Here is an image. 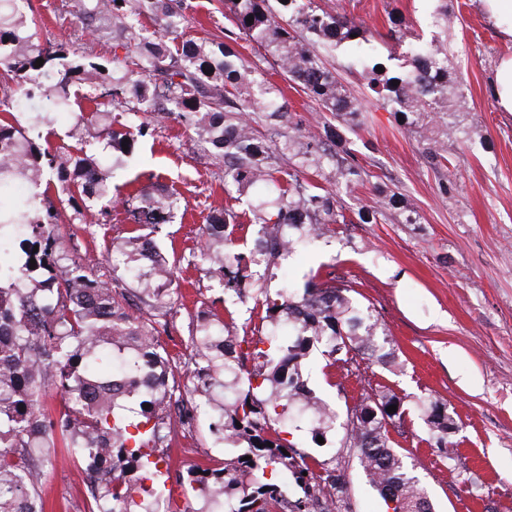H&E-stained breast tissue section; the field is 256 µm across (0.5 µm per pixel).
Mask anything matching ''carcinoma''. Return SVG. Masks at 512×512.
I'll list each match as a JSON object with an SVG mask.
<instances>
[{
	"instance_id": "cac0c4a2",
	"label": "carcinoma",
	"mask_w": 512,
	"mask_h": 512,
	"mask_svg": "<svg viewBox=\"0 0 512 512\" xmlns=\"http://www.w3.org/2000/svg\"><path fill=\"white\" fill-rule=\"evenodd\" d=\"M179 4L75 0L83 28L112 27V59L103 64L71 58L68 41L41 45L25 0H0V110L9 115L0 119V512H45L42 463L58 447L94 480L88 512H156L170 469L159 445L162 432L173 429L168 408L176 396L209 415L211 433L233 451L220 469L198 465L178 475L201 502L190 512H276L285 505L288 512H309L327 490L348 495L340 467L328 468L298 449L293 436L303 427L314 440L341 433L339 447L356 450L392 512H433L427 488L391 438L393 430L402 433L409 415L404 397L389 388L365 392L343 418L303 374L314 348L330 366L357 368L367 360L395 369L396 351L378 319L332 271H317L301 290L286 279L270 287L297 244L347 223L338 190L363 181L351 141L362 125L357 104L326 58L367 41V29L316 0H226L234 36L186 39L173 51L167 19ZM143 18L156 21L160 31L147 32ZM242 37L259 44L333 120L313 134L303 131L278 90L258 82V66L237 49ZM387 37L398 45L411 39L403 15L390 14ZM359 66L370 94L394 112L428 164L446 166L454 129L437 115L448 112V86L457 78L448 51L414 45L384 60L368 53ZM106 84L113 102L126 108L124 122L117 129L111 113L81 111L73 135L105 142L107 154H73L64 146L51 153L28 135L46 122L34 100L65 110L74 99L80 107L96 101ZM171 105L198 141L224 160L229 200L210 210L201 227L200 257L222 291L191 318L192 381L185 385L156 339L174 325L180 304L175 267L152 238L180 199L155 185L121 198L133 224L112 242V271L122 282L117 288L96 265L69 256L53 234L60 209L70 211L72 223L84 224L104 212L101 204H112L109 170L125 154L122 142L133 148L149 134L141 115H168ZM313 173L334 178L336 191L314 184ZM17 181L42 186L43 193L20 200L9 192ZM250 192L269 199L238 211V196ZM380 193L379 205L357 211V223L379 224L399 205V193ZM247 223L260 225V235L244 253L235 249V237ZM130 299L146 316L128 310ZM248 301L247 323L256 338L245 351L233 328L235 306ZM54 387L71 395V405L57 415L42 405ZM391 405L397 406L392 414L386 411ZM416 409L429 447L455 461L458 425L448 404L428 396Z\"/></svg>"
}]
</instances>
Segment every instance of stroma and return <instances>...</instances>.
Segmentation results:
<instances>
[{
	"mask_svg": "<svg viewBox=\"0 0 512 512\" xmlns=\"http://www.w3.org/2000/svg\"><path fill=\"white\" fill-rule=\"evenodd\" d=\"M317 2L361 21L368 49L377 52L386 50L387 16L393 11L415 25L423 42L437 38L432 25L437 0ZM29 6L40 21L41 43L67 39L76 57L111 58V40L83 29L73 0H29ZM180 9L187 35L224 40V0H181ZM448 14L454 21L448 56L461 82L448 92L449 108L459 119L448 140L455 190L439 193L438 176L418 142L367 92L359 70L350 66L358 47L339 48L330 63L360 104L364 125L359 139L366 147L359 162L369 176L342 196L348 223L337 225L333 237L297 245L288 259V275L301 285L311 271L335 266L337 275L352 283L359 304L379 319L402 364L395 374L365 364L349 372L312 355L305 373L317 393L341 413L370 386L385 385L412 399L431 395L447 401L458 424L455 462L428 447L426 427L414 416L394 435L396 450L427 487L434 512H512V114L499 111L489 83L498 60L512 54V39L487 20L479 0H448ZM238 48L258 63L265 81L284 92L295 121L316 132L324 115L301 88L265 61L257 43L242 40ZM152 126V137L114 167L111 181L124 192L166 185L186 210L154 233L161 248L173 250L182 277L190 282L182 291L184 309L174 328L160 336L168 351L184 360L190 353L191 315L219 293L204 265L191 264L189 257L201 247L210 208L226 198L224 164L175 117L153 119ZM378 182L398 188L417 210L419 223H402L395 211L379 224L355 223L360 207L376 205L373 186ZM110 210L104 224H74L64 216L54 227L69 255L97 260L108 279L113 276L107 260L111 243L130 225L122 204ZM208 425V417H199L182 442L162 443L173 473L166 491L174 512H189L195 504L176 473L223 460L228 453ZM300 444L328 466L344 467L348 496L334 512H385L352 451L332 439L320 448L305 438ZM45 468L40 494L48 512H87L91 478L59 449Z\"/></svg>",
	"mask_w": 512,
	"mask_h": 512,
	"instance_id": "35a3bbf8",
	"label": "stroma"
}]
</instances>
